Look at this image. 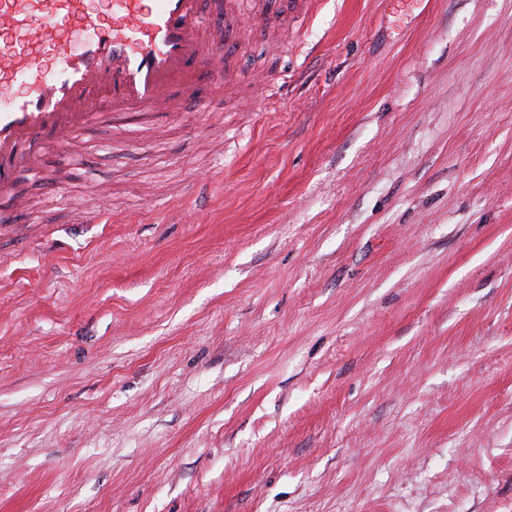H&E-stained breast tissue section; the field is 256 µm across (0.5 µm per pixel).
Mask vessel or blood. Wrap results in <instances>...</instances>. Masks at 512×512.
Returning <instances> with one entry per match:
<instances>
[{"label": "vessel or blood", "instance_id": "1", "mask_svg": "<svg viewBox=\"0 0 512 512\" xmlns=\"http://www.w3.org/2000/svg\"><path fill=\"white\" fill-rule=\"evenodd\" d=\"M91 30L73 48L75 27ZM0 86L22 84L0 103V219L23 209L18 174L39 175L52 149H68L103 114L178 117L197 73L224 68V10L217 0H112L98 19L89 0H0Z\"/></svg>", "mask_w": 512, "mask_h": 512}]
</instances>
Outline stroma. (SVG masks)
I'll return each mask as SVG.
<instances>
[{"label":"stroma","mask_w":512,"mask_h":512,"mask_svg":"<svg viewBox=\"0 0 512 512\" xmlns=\"http://www.w3.org/2000/svg\"><path fill=\"white\" fill-rule=\"evenodd\" d=\"M249 8L16 183L0 512H512V0Z\"/></svg>","instance_id":"35a3bbf8"}]
</instances>
